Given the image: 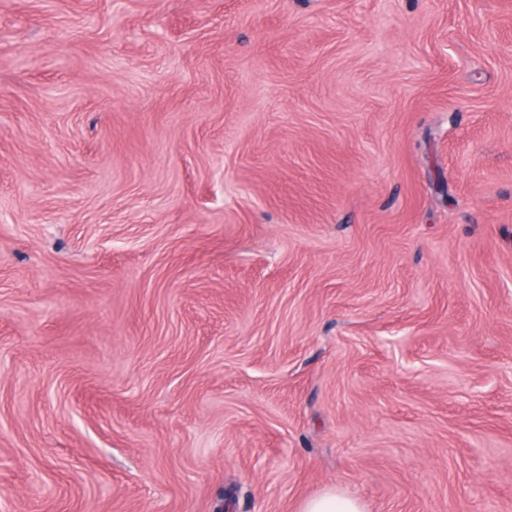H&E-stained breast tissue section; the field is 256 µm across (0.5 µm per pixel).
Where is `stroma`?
Here are the masks:
<instances>
[{"label": "stroma", "instance_id": "obj_1", "mask_svg": "<svg viewBox=\"0 0 512 512\" xmlns=\"http://www.w3.org/2000/svg\"><path fill=\"white\" fill-rule=\"evenodd\" d=\"M512 512V0H0V512ZM299 512H364L356 496L330 490L304 500Z\"/></svg>", "mask_w": 512, "mask_h": 512}]
</instances>
